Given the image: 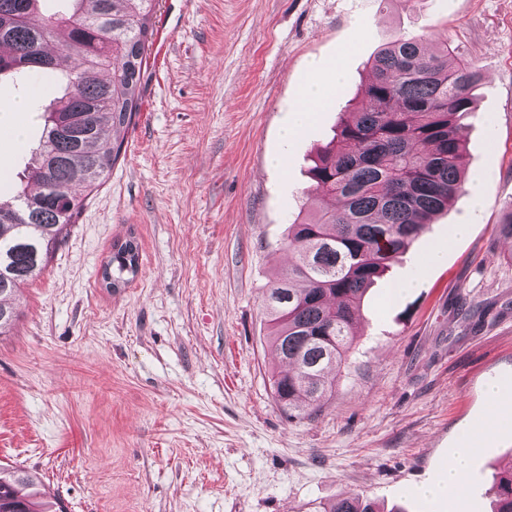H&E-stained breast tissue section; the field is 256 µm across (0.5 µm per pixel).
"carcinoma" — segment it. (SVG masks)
<instances>
[{
  "label": "carcinoma",
  "mask_w": 512,
  "mask_h": 512,
  "mask_svg": "<svg viewBox=\"0 0 512 512\" xmlns=\"http://www.w3.org/2000/svg\"><path fill=\"white\" fill-rule=\"evenodd\" d=\"M43 0H0V77L57 69L55 42L78 66L44 113L39 147L16 184L0 197V336L16 328L21 288L48 266L82 206L76 195L103 183L121 155L141 107L139 83L154 36L155 0H66V13L31 23ZM365 107L341 122L309 173L338 209L300 207L288 229L294 262L267 288L272 342L288 371L273 376L282 411L297 416L323 396L327 374L345 363L360 303L389 264L431 218L464 189L459 118L473 111L479 70L447 47L429 53L421 39L399 37L367 62ZM130 235L113 246L104 275L123 288L139 271ZM336 343L328 356L326 337ZM37 477L0 467V512H65L37 489ZM498 508L512 512V471L495 483ZM328 512H377L360 496Z\"/></svg>",
  "instance_id": "cac0c4a2"
}]
</instances>
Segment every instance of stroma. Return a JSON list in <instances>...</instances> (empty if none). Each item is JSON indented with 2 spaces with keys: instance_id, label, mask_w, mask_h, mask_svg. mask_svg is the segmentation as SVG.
<instances>
[{
  "instance_id": "stroma-1",
  "label": "stroma",
  "mask_w": 512,
  "mask_h": 512,
  "mask_svg": "<svg viewBox=\"0 0 512 512\" xmlns=\"http://www.w3.org/2000/svg\"><path fill=\"white\" fill-rule=\"evenodd\" d=\"M155 28L120 158L0 337V466L36 473L66 512H327L356 495L378 512H495L512 465V424L492 425L512 411V240L497 234L512 203V0H157ZM421 35L482 76L461 121L467 190L369 290L326 397L287 418L264 297L301 204L327 205L311 159L362 105L379 46ZM337 64L330 105L284 143L301 87ZM59 95L54 75L0 79V103L30 102L20 151L0 138L6 181ZM131 232L139 272L103 288ZM438 244L444 261L423 267ZM467 435L464 497H422Z\"/></svg>"
}]
</instances>
